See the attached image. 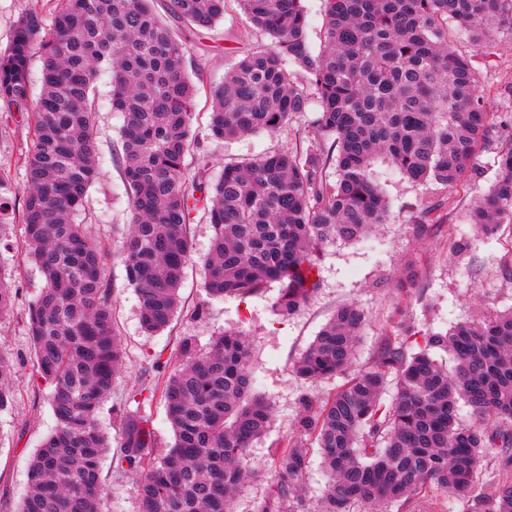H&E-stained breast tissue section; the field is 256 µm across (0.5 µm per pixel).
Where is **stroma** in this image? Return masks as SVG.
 <instances>
[{
	"label": "stroma",
	"mask_w": 512,
	"mask_h": 512,
	"mask_svg": "<svg viewBox=\"0 0 512 512\" xmlns=\"http://www.w3.org/2000/svg\"><path fill=\"white\" fill-rule=\"evenodd\" d=\"M61 5V0H0V50L7 47L23 15L33 10L49 23ZM185 37L187 69L202 71L204 78L191 120L189 166L206 168L209 178L215 180L226 163L301 145L305 129L317 117V105H310L308 112L274 135L255 132L225 140L211 133V91L223 84L225 73L254 48L270 42L268 35L248 27L235 0H227L224 18L215 26L186 32ZM474 61L487 110L512 122V37L498 38L493 56L475 54ZM93 96L99 175L88 192L82 215L96 224L110 254L107 279L115 287L116 328L125 353L124 368L102 406L99 426L112 445H119L127 412L139 408L132 396L140 386V370L149 356L160 355L171 370L179 364L183 337H194L204 348L217 332L243 331L253 343L255 389L271 403L274 421L270 433L255 442L241 461L246 479L234 499L233 512H255L257 503L270 494L278 458L285 442L297 432L304 401L321 404L344 384L341 375L310 384L292 371L293 363L338 307L354 303L366 316L353 364L357 371L372 364L384 341L414 344L413 335L397 330L399 320H410L416 331H444L459 321L512 310V281L502 276L503 266L512 263V224L500 225L486 237L474 234L468 222L471 207L496 176L495 154L481 153L477 158L480 180L452 194L437 185L412 182L380 158L373 163L370 175L391 204L392 221L361 241H337L326 246L320 261L319 288L307 304L290 316L279 315L275 308L279 285L270 282L244 299L208 301L209 314L204 319L191 321L179 313L166 330L144 333L137 295L125 281L123 266L115 256L130 213L123 171L117 162L123 116L112 108L109 73H100ZM31 140L28 112L0 102V216L10 226L5 240L0 241V271L15 295L11 310L0 317V353L15 363L13 402L0 412V512H18L28 491L31 458L55 429L51 389L34 385L32 380L28 331V308L40 295L45 279L35 264L22 262L20 255L25 158ZM444 196L452 202L446 222L414 223L423 205ZM461 238L470 239L471 246L465 254L457 255L453 246ZM191 241L194 261L186 267L180 286L182 300L189 306L205 299L197 260L210 249L211 230L203 218L192 221ZM102 480L107 492L104 512H136L138 484L134 476L117 472L106 458L102 461ZM353 512H457V508L432 487L424 498L405 505L358 504Z\"/></svg>",
	"instance_id": "stroma-1"
}]
</instances>
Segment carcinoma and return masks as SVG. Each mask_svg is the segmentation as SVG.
Masks as SVG:
<instances>
[{"label": "carcinoma", "mask_w": 512, "mask_h": 512, "mask_svg": "<svg viewBox=\"0 0 512 512\" xmlns=\"http://www.w3.org/2000/svg\"><path fill=\"white\" fill-rule=\"evenodd\" d=\"M149 2L62 0L51 26L30 11L0 51V100L30 112L33 123L22 224L26 256L46 286L29 307L28 327L35 376L53 386L56 420L31 460L19 512H102L105 497L101 460L110 444L98 414L123 353L105 251L89 225L74 222L98 176L91 93L99 72L111 74L112 107L124 115L118 161L131 224L117 256L147 333L164 330L179 309L196 210L213 236L200 260L207 300L187 312L192 319L207 316L210 300L247 297L269 281L281 285L280 314L307 302L319 281L303 270L317 269L325 246L359 241L391 221L389 202L370 178L378 158L453 192L482 176L477 156L492 152L498 174L469 224L492 235L512 223V135H496L498 115L485 107L471 56L448 42L453 21L489 54L495 37L512 36V0H324L317 51L302 0H237L272 43L225 75L214 93L212 134L277 133L309 109L297 74L320 112L306 130L307 149L225 164L200 209L205 172L186 165L194 96L187 49ZM171 2L173 18L188 28L224 17L226 0ZM36 54L43 77L34 101L28 73ZM446 205L422 208L414 223H438L433 213ZM364 323L357 305L339 307L294 365L305 381H347L318 410L305 404L300 436L289 438L271 495L256 512H305L311 435L329 476L320 512L406 504L430 486L457 498L464 512H512V313L430 331L416 351L387 340L370 367L352 373ZM435 350L448 353L453 368ZM161 374L160 359L148 362L140 391L147 401L160 396L173 444L150 457L155 429L136 410L124 419L115 467L139 476L138 512H231L245 478L240 461L273 419L270 403L254 391L249 337L226 330L205 351L187 337L179 366ZM461 403L475 423H460ZM491 462L499 474L479 482Z\"/></svg>", "instance_id": "carcinoma-1"}]
</instances>
